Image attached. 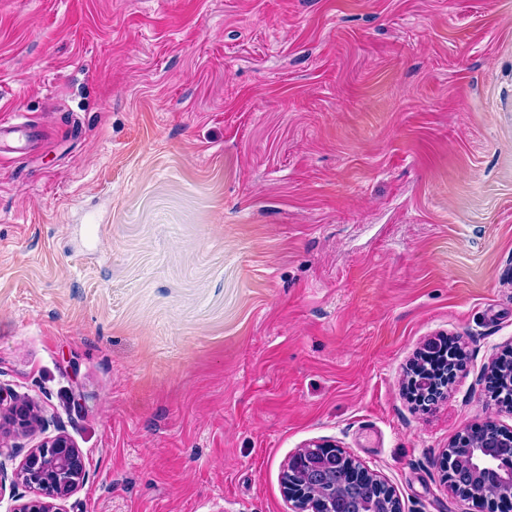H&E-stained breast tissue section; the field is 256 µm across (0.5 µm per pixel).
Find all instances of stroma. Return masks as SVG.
<instances>
[{
	"label": "stroma",
	"instance_id": "stroma-1",
	"mask_svg": "<svg viewBox=\"0 0 512 512\" xmlns=\"http://www.w3.org/2000/svg\"><path fill=\"white\" fill-rule=\"evenodd\" d=\"M0 427L65 433L61 512H291L331 441L403 512L512 409V0H0ZM461 347L434 404L407 388ZM4 419L9 425L16 428L18 431H26L33 424V409L27 402L19 401L14 397L12 400L10 396V403L7 406Z\"/></svg>",
	"mask_w": 512,
	"mask_h": 512
}]
</instances>
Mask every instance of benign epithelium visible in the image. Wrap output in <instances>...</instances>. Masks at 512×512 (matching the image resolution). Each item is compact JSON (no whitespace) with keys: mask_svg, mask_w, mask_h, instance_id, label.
Returning <instances> with one entry per match:
<instances>
[{"mask_svg":"<svg viewBox=\"0 0 512 512\" xmlns=\"http://www.w3.org/2000/svg\"><path fill=\"white\" fill-rule=\"evenodd\" d=\"M448 378L437 382L423 373L413 380L419 398L433 402L441 395ZM5 421L25 431L33 424V409L17 399L7 405ZM351 467L370 479L384 492V512H402L391 486L368 470L351 452L331 442L311 444L298 450L288 461L284 473L285 496L293 512H373V506L355 494L341 502L329 493L336 482V464ZM441 467L451 476L450 488L476 504H488L509 512L512 509V432L501 430L495 421L464 432L448 448ZM87 477L85 459L72 440L61 432L25 457L17 479L34 493L14 512H58L54 501L65 499Z\"/></svg>","mask_w":512,"mask_h":512,"instance_id":"benign-epithelium-1","label":"benign epithelium"}]
</instances>
